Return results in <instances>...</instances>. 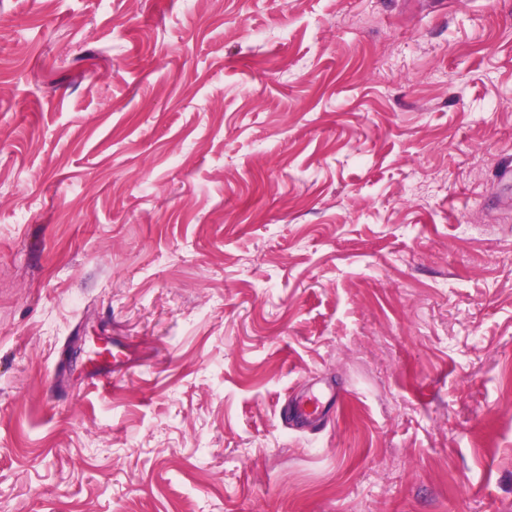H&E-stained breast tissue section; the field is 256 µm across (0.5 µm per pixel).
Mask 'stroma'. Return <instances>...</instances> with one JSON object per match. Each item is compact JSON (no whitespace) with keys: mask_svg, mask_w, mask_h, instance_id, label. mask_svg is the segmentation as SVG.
I'll use <instances>...</instances> for the list:
<instances>
[{"mask_svg":"<svg viewBox=\"0 0 512 512\" xmlns=\"http://www.w3.org/2000/svg\"><path fill=\"white\" fill-rule=\"evenodd\" d=\"M509 166L512 0H0V512H512ZM327 399L331 405L336 404V391L333 390L331 394L326 391H303L291 401L289 406L287 404V424L288 413L294 421L300 424L312 425L320 423L324 418Z\"/></svg>","mask_w":512,"mask_h":512,"instance_id":"stroma-1","label":"stroma"}]
</instances>
